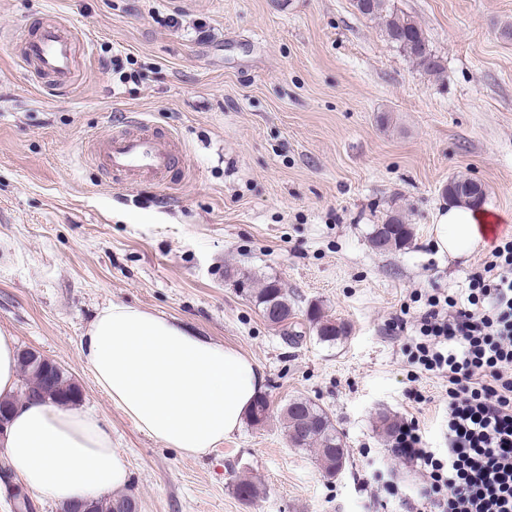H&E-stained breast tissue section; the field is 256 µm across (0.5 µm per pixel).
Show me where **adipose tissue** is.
<instances>
[{
	"mask_svg": "<svg viewBox=\"0 0 512 512\" xmlns=\"http://www.w3.org/2000/svg\"><path fill=\"white\" fill-rule=\"evenodd\" d=\"M498 221L490 209L450 203L435 216V244L452 258L492 247L488 227ZM81 354L113 405L187 457L210 452L236 432L264 382L262 369L237 349L121 303L98 312ZM0 444L28 489L60 503L129 482L122 452L92 414L31 401L15 411Z\"/></svg>",
	"mask_w": 512,
	"mask_h": 512,
	"instance_id": "1",
	"label": "adipose tissue"
}]
</instances>
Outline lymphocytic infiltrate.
I'll use <instances>...</instances> for the list:
<instances>
[{"label":"lymphocytic infiltrate","mask_w":512,"mask_h":512,"mask_svg":"<svg viewBox=\"0 0 512 512\" xmlns=\"http://www.w3.org/2000/svg\"><path fill=\"white\" fill-rule=\"evenodd\" d=\"M466 305L429 296L413 360L447 381L448 448L398 424L392 453L415 465L432 512H512V236L469 276Z\"/></svg>","instance_id":"f902f5d3"}]
</instances>
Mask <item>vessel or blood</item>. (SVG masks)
<instances>
[{"mask_svg": "<svg viewBox=\"0 0 512 512\" xmlns=\"http://www.w3.org/2000/svg\"><path fill=\"white\" fill-rule=\"evenodd\" d=\"M21 57L52 89H69L76 80L75 42L70 27L62 22L40 24L37 33L24 42ZM89 151L101 167L129 179L145 175L162 179L185 160L174 137L146 129L136 134L114 132L91 143Z\"/></svg>", "mask_w": 512, "mask_h": 512, "instance_id": "obj_1", "label": "vessel or blood"}]
</instances>
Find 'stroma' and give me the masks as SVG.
I'll return each mask as SVG.
<instances>
[{
  "instance_id": "stroma-1",
  "label": "stroma",
  "mask_w": 512,
  "mask_h": 512,
  "mask_svg": "<svg viewBox=\"0 0 512 512\" xmlns=\"http://www.w3.org/2000/svg\"><path fill=\"white\" fill-rule=\"evenodd\" d=\"M444 69L429 75L351 0H0V336L58 364L123 451L138 512H411L428 486L391 452L379 414L448 442L446 382L411 365L428 295L465 303L486 250L434 243L450 180L484 187L512 236V0H395ZM56 18L79 79L48 90L20 50ZM177 138L161 182L101 171L85 146L142 124ZM400 213L411 245L382 252ZM274 279L299 338L263 317L233 272ZM174 317L264 372L271 409L189 458L139 431L81 356L103 307ZM347 324L320 342L308 307ZM322 407L348 450L328 478L281 424ZM253 479L248 503L232 485ZM373 226L370 241L379 251L405 249L412 242L413 228L401 215H390L383 224Z\"/></svg>"
}]
</instances>
